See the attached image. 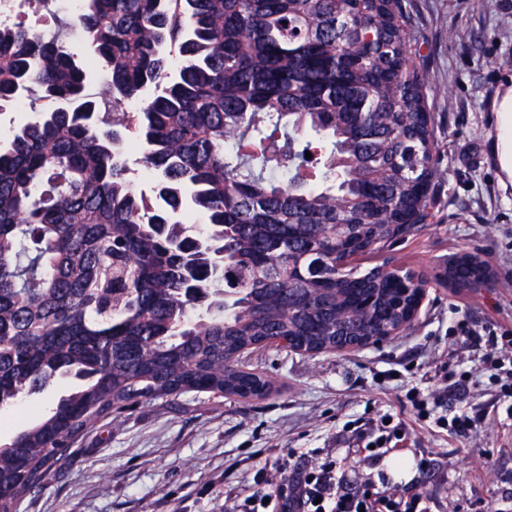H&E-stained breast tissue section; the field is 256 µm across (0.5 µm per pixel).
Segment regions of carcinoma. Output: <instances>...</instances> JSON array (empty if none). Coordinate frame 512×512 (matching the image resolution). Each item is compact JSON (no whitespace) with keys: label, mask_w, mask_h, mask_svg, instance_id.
I'll return each mask as SVG.
<instances>
[{"label":"carcinoma","mask_w":512,"mask_h":512,"mask_svg":"<svg viewBox=\"0 0 512 512\" xmlns=\"http://www.w3.org/2000/svg\"><path fill=\"white\" fill-rule=\"evenodd\" d=\"M180 15L92 0L50 39L0 24L1 106L35 91L100 111L75 27L112 89L99 127L50 107L0 148V408L79 381L0 444V512L98 420L186 389L261 397L248 354L396 331L429 285L357 263L426 222L440 175L402 0H181ZM130 102L153 202L126 164ZM175 205L204 219L191 260L170 246ZM219 252L224 276H204ZM489 274L469 252L445 270L460 288Z\"/></svg>","instance_id":"carcinoma-1"}]
</instances>
